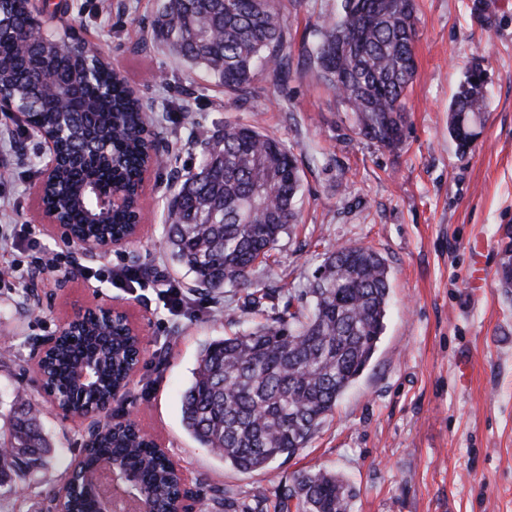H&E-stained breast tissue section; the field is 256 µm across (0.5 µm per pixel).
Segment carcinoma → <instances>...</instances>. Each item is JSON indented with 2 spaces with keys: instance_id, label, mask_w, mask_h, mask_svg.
<instances>
[{
  "instance_id": "cac0c4a2",
  "label": "carcinoma",
  "mask_w": 512,
  "mask_h": 512,
  "mask_svg": "<svg viewBox=\"0 0 512 512\" xmlns=\"http://www.w3.org/2000/svg\"><path fill=\"white\" fill-rule=\"evenodd\" d=\"M415 0H342L335 18L316 23L315 79L354 115V131L394 151L407 122L404 99L416 72ZM156 32L184 62L202 67L238 100L252 94L256 65L272 86L288 75V26L280 0H163ZM29 0H0V85L45 132L60 120L58 104L36 98L34 60L43 42ZM53 72L62 83L87 67L92 82L80 83L81 108L68 115L72 137L62 143L58 203L77 237L101 239L124 231L126 214L108 224L87 223L90 187L108 190L135 183L146 147L139 99L109 67L74 52L71 37L53 40ZM486 108L484 81L470 69L448 107V133L466 153ZM103 146L78 165L69 162L87 131ZM301 169L294 150L253 126L226 123L205 139L197 171L186 175L167 205L166 250L196 283L219 292L247 290L244 304L260 308L271 295L249 290L254 269L267 263L282 234L299 223L295 199ZM324 276L308 282V315L286 302L271 321L251 332L209 343L199 354L182 395L188 434L224 463L243 472H265L306 447L339 398L371 363L384 330L390 293L385 259L369 246L330 248ZM496 276L512 288V228L500 244ZM132 337L118 325L81 326L65 336L45 365L57 388L71 389L73 411L94 403L105 414L112 390L126 389ZM92 360L94 390L72 387L77 368ZM9 439L0 444V475L23 481L41 465L51 445L38 410L14 399ZM134 472L153 497L156 512H170L179 470L142 449L134 434L102 427L97 448L82 456L83 512H98L92 478L104 465ZM352 488L318 469L294 474L273 512H350Z\"/></svg>"
}]
</instances>
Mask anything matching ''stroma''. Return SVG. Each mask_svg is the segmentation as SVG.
<instances>
[{
	"mask_svg": "<svg viewBox=\"0 0 512 512\" xmlns=\"http://www.w3.org/2000/svg\"><path fill=\"white\" fill-rule=\"evenodd\" d=\"M65 12L56 36L74 28L125 77L151 116L167 165L150 174L140 237L112 251V265L160 273L189 307L165 317L154 288H108L88 276L87 255L36 224L33 187L46 158L41 139L0 116V229L18 242L15 260L53 261L27 301L0 278V404L23 395L42 411L52 446L23 485H0V512H46L66 468L82 451L86 422L47 402L33 361L37 342L74 307L109 300L128 307L144 331V359L108 416L131 420L168 448L189 491L217 490L244 512L272 503L294 472L324 469L354 489L351 512H512V288L495 275L499 242L512 226V0H416V74L406 97L403 145L388 151L356 135L353 115L313 79L318 18L341 0H283L289 76L265 73L237 100L190 68L154 33L158 0H50ZM480 65L487 107L467 155L448 134V105ZM248 124L295 149L302 169V221L283 234L254 287L273 292L254 309L227 287L219 299L196 289L164 252L167 202L178 177L195 171L201 132ZM485 247L488 286H467ZM365 244L389 267L390 295L377 352L308 447L267 473H243L201 448L181 421L182 391L206 343L270 321L298 296L325 247Z\"/></svg>",
	"mask_w": 512,
	"mask_h": 512,
	"instance_id": "35a3bbf8",
	"label": "stroma"
}]
</instances>
